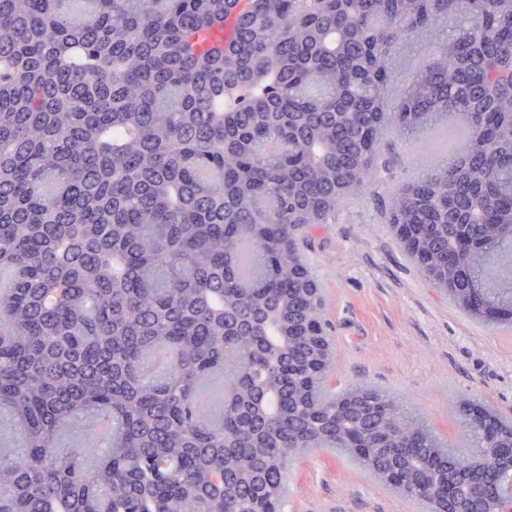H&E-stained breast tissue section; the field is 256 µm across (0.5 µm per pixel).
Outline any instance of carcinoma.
<instances>
[{"label":"carcinoma","mask_w":512,"mask_h":512,"mask_svg":"<svg viewBox=\"0 0 512 512\" xmlns=\"http://www.w3.org/2000/svg\"><path fill=\"white\" fill-rule=\"evenodd\" d=\"M435 31L392 101V48ZM441 119L461 146L377 205L494 321L474 284L512 295V0H0V512H288V470L323 448L371 476L379 446L415 475L508 464L488 408L469 454L375 388L300 398L325 307L303 250L389 169L382 140Z\"/></svg>","instance_id":"cac0c4a2"}]
</instances>
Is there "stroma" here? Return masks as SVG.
Masks as SVG:
<instances>
[{
  "instance_id": "35a3bbf8",
  "label": "stroma",
  "mask_w": 512,
  "mask_h": 512,
  "mask_svg": "<svg viewBox=\"0 0 512 512\" xmlns=\"http://www.w3.org/2000/svg\"><path fill=\"white\" fill-rule=\"evenodd\" d=\"M390 169L376 183L389 194L442 163L418 156L409 138L384 146ZM363 194L322 227L308 252L325 298L334 378L379 387L454 446L462 408L486 405L512 419V329L469 318L430 285ZM288 512H417L363 471L322 451L291 468Z\"/></svg>"
}]
</instances>
